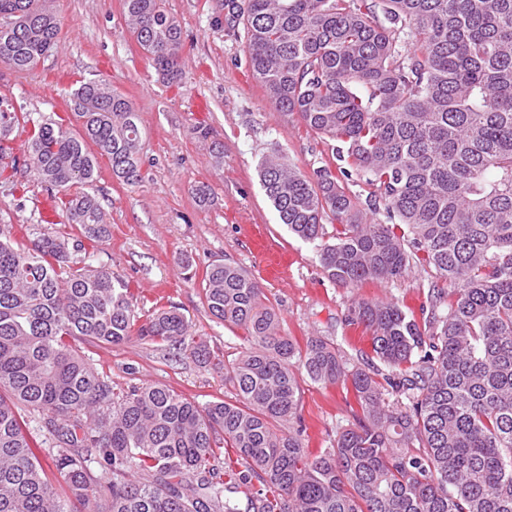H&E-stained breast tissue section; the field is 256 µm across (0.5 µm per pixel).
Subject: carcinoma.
Listing matches in <instances>:
<instances>
[{
  "instance_id": "1",
  "label": "carcinoma",
  "mask_w": 512,
  "mask_h": 512,
  "mask_svg": "<svg viewBox=\"0 0 512 512\" xmlns=\"http://www.w3.org/2000/svg\"><path fill=\"white\" fill-rule=\"evenodd\" d=\"M154 67L177 76L178 20L164 0H124ZM242 0L253 78L277 110L334 143L384 202L367 223L327 166L308 176L260 164L280 223L314 246L328 278L346 286L403 276L424 262L434 287L423 323L393 302L357 303L386 386L349 367L335 343L280 333L259 281L230 261L207 266L213 316L250 345L224 365L234 400L201 405L155 384L114 396L66 339L141 340L212 355L178 308L134 328V296L109 269L83 266L110 236L94 196L96 155L141 181L138 114L99 77L70 92L82 133L33 125L38 181L82 237L43 233L24 244L0 230V512H512V0ZM61 31L54 0H0V65L30 70ZM29 122L0 99V138ZM97 148L88 150L87 143ZM341 224L325 240L323 219ZM350 383L354 423L332 447L304 446L299 376ZM406 403L391 408L385 392ZM41 413L54 492L19 407ZM236 459L216 463L215 449ZM112 467L109 496L90 467ZM242 489L244 500L229 496Z\"/></svg>"
}]
</instances>
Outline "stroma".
Wrapping results in <instances>:
<instances>
[{"label": "stroma", "mask_w": 512, "mask_h": 512, "mask_svg": "<svg viewBox=\"0 0 512 512\" xmlns=\"http://www.w3.org/2000/svg\"><path fill=\"white\" fill-rule=\"evenodd\" d=\"M61 35L31 71L0 66V98L16 111L49 119L80 133L68 93L77 81L104 77L130 100L139 116L142 180L128 185L100 158L87 190L106 212L111 235L87 258L89 268L111 269L134 294L137 322L154 308H181L195 341L222 361L248 347L246 333L216 319L202 288L207 265L230 260L264 287L280 316L282 335L333 340L350 365L369 369L377 359L369 333L349 322L354 303L393 301L420 311L428 302L435 272L423 263L390 281L350 288L330 280L315 248L292 236L268 202L258 176L269 156L305 173L322 166L338 170L329 141L308 130L297 115L276 111L253 79L242 26L230 23L232 0H165L179 21L183 51L175 80L155 70L125 21L123 0H55ZM210 129L224 146L215 164L199 129ZM14 164L0 174V225H26L34 232H70L69 224L39 222L40 202L50 189L33 175L27 133L14 132ZM214 192L201 207L192 186ZM76 348L112 384L114 395L142 384L168 386L199 403L230 400L220 365L199 364L138 338L119 345L77 342ZM353 395L342 384L300 380V414L311 454L330 447L353 422Z\"/></svg>", "instance_id": "obj_1"}]
</instances>
